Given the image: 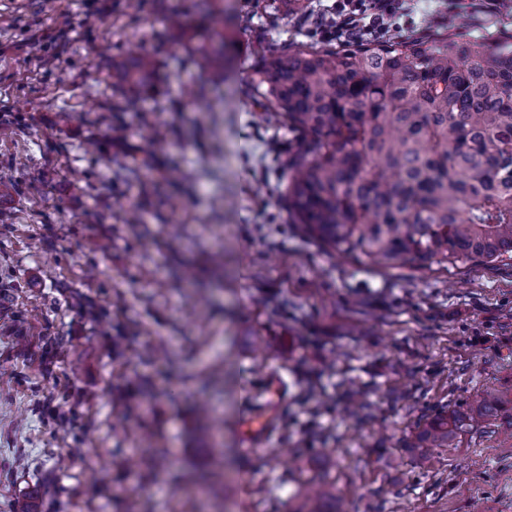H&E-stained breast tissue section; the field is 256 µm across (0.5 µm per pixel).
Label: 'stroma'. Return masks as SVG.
Instances as JSON below:
<instances>
[{
  "label": "stroma",
  "instance_id": "35a3bbf8",
  "mask_svg": "<svg viewBox=\"0 0 512 512\" xmlns=\"http://www.w3.org/2000/svg\"><path fill=\"white\" fill-rule=\"evenodd\" d=\"M227 3L222 82L186 46L193 0L0 6V512H308L319 484L328 512H512V413L424 464L412 446L512 393V257L385 269L290 224L297 136L254 109L250 74L333 0ZM401 3L415 34L448 15L512 42V0ZM140 54L159 93L112 80ZM250 412L266 437L246 440ZM155 455L171 465L147 473ZM512 399L488 393L466 411L453 410L438 414L418 429L414 438V448H445L453 442L468 422L496 417Z\"/></svg>",
  "mask_w": 512,
  "mask_h": 512
}]
</instances>
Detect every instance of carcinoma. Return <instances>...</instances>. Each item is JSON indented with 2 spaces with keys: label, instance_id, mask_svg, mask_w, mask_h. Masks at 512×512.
I'll return each mask as SVG.
<instances>
[{
  "label": "carcinoma",
  "instance_id": "1",
  "mask_svg": "<svg viewBox=\"0 0 512 512\" xmlns=\"http://www.w3.org/2000/svg\"><path fill=\"white\" fill-rule=\"evenodd\" d=\"M310 41L261 53L255 106L298 134L288 165L293 223L337 253L383 268L442 267L512 255V46L447 35ZM233 41L215 27L195 54L224 77ZM147 56L112 62L134 91L155 89ZM512 399L488 393L418 429L417 448H446Z\"/></svg>",
  "mask_w": 512,
  "mask_h": 512
}]
</instances>
